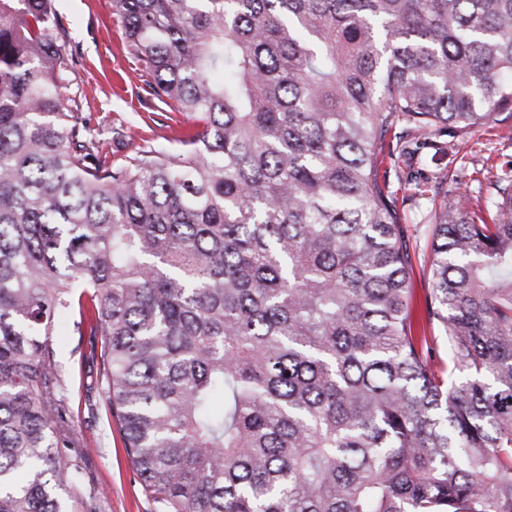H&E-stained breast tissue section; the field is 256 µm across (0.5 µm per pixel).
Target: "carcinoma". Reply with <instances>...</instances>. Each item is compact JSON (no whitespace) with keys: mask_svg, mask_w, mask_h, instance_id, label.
I'll return each instance as SVG.
<instances>
[{"mask_svg":"<svg viewBox=\"0 0 512 512\" xmlns=\"http://www.w3.org/2000/svg\"><path fill=\"white\" fill-rule=\"evenodd\" d=\"M203 128L114 164L55 0H0V512L84 480L59 319L154 512H512V165L433 217L429 361L381 169L512 118V0H113Z\"/></svg>","mask_w":512,"mask_h":512,"instance_id":"1","label":"carcinoma"}]
</instances>
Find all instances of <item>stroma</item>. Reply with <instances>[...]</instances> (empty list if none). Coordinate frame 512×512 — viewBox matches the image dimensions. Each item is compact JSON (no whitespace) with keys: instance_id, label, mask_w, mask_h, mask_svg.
<instances>
[{"instance_id":"35a3bbf8","label":"stroma","mask_w":512,"mask_h":512,"mask_svg":"<svg viewBox=\"0 0 512 512\" xmlns=\"http://www.w3.org/2000/svg\"><path fill=\"white\" fill-rule=\"evenodd\" d=\"M62 37L77 57L72 74L82 91L79 110L104 144L109 160L128 157L159 146L175 147L200 130V117H189L155 99L149 78L122 37L113 0H56ZM435 148L400 163L387 174L396 198L413 262L414 301L424 305L432 282L427 266L432 254V216L442 207L472 211L501 166L512 162V131L490 119L476 128L470 142L438 132ZM429 187L425 196L412 194L415 184ZM55 369L69 397L75 436L88 447L83 460L85 485L103 491L100 512H151L127 456L116 424L111 421L99 366L88 339L62 333L52 339Z\"/></svg>"}]
</instances>
